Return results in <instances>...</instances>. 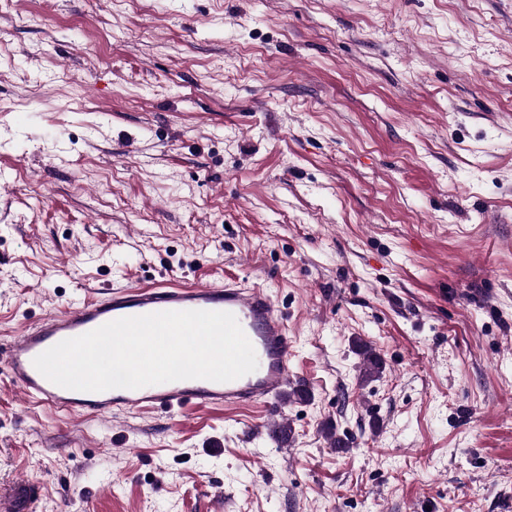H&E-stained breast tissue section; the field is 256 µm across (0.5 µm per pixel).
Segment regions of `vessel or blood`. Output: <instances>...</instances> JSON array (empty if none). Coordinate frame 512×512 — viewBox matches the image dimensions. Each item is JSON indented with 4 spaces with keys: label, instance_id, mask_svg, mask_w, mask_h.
Returning a JSON list of instances; mask_svg holds the SVG:
<instances>
[{
    "label": "vessel or blood",
    "instance_id": "vessel-or-blood-1",
    "mask_svg": "<svg viewBox=\"0 0 512 512\" xmlns=\"http://www.w3.org/2000/svg\"><path fill=\"white\" fill-rule=\"evenodd\" d=\"M205 310L235 315L254 347L258 367L228 382L191 379L80 392L60 387L34 366L36 356L57 343L88 333L116 319L164 311ZM294 342L269 294L259 286L239 283L199 286H134L52 314L0 351L11 384L29 400L67 415H107L146 408L177 410L190 405L224 409L278 400L293 378ZM40 495L36 481L22 479L0 490V512H32Z\"/></svg>",
    "mask_w": 512,
    "mask_h": 512
}]
</instances>
